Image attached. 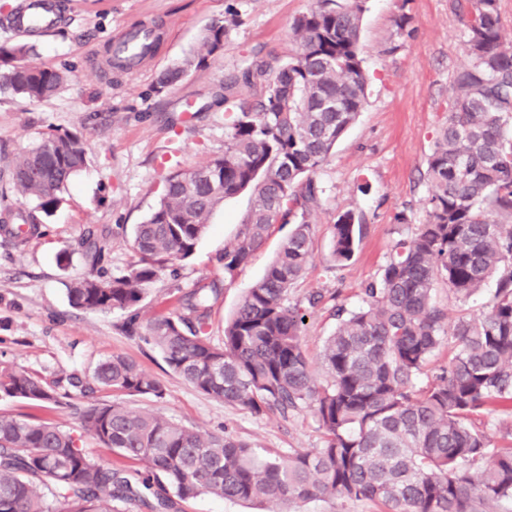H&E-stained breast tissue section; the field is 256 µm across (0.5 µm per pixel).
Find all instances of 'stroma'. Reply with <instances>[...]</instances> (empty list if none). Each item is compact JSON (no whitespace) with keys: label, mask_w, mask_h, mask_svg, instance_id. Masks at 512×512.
I'll list each match as a JSON object with an SVG mask.
<instances>
[{"label":"stroma","mask_w":512,"mask_h":512,"mask_svg":"<svg viewBox=\"0 0 512 512\" xmlns=\"http://www.w3.org/2000/svg\"><path fill=\"white\" fill-rule=\"evenodd\" d=\"M67 16L50 32L30 38L0 25V43L33 46L30 64L67 71L69 79L51 98L24 101L0 95V212L18 207L10 164L30 143L55 131L81 133L86 165L71 181L64 200L42 224L39 235L21 247L0 233V366L25 370L51 382L91 374L96 365L120 354L162 384L156 400L128 396L133 409L180 422L200 433L229 432L256 448L280 453L322 447L324 435L310 409L290 418L254 414L224 405L198 392L169 369L157 349L125 336L121 311L90 313L70 306L66 284L87 274L90 263L80 248L87 233L105 247L104 266L122 274L137 259L133 230L154 208L166 174L189 170L224 150V81L244 58L259 54L275 62L294 52L290 25L312 0H65ZM454 0H366L360 29L367 103L357 121L336 143L315 178L324 189L312 226L313 255L289 290L291 303L306 316L302 346L317 382L325 338L336 327L333 303L355 308L363 284L386 263L394 240L425 223L426 178L438 128L448 114L454 73L468 65L463 50L465 20ZM236 10L240 25L223 50L200 68L157 94L159 75L201 51L203 29ZM413 19V33L396 45L393 19ZM146 24L159 43L155 56L138 69L107 65L110 44L121 30ZM249 193L225 199L209 218L194 255L177 274L162 271L140 307L144 316L178 310L179 300L219 284L211 304L209 334L224 339V324L246 291L265 272L287 236L274 226L266 244L225 280L218 258L233 240L250 208ZM361 216L364 235L352 259L331 256V227L339 214ZM68 262H59L60 254ZM325 300L310 306V295ZM41 407L1 398L0 413L32 422H51L78 432L77 407Z\"/></svg>","instance_id":"obj_1"}]
</instances>
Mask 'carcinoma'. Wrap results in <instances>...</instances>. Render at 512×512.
Here are the masks:
<instances>
[{
    "mask_svg": "<svg viewBox=\"0 0 512 512\" xmlns=\"http://www.w3.org/2000/svg\"><path fill=\"white\" fill-rule=\"evenodd\" d=\"M467 8L463 48L446 122L427 160V222L393 242L389 259L362 289L355 309L333 306L336 328L321 355L327 374L315 384L301 343L304 314L288 302L290 286L312 255V218L323 189L315 179L336 142L366 103L359 33L363 0H313L291 24L297 47L272 64L245 59L224 82V154L164 178L159 200L134 230L137 260L118 276L101 266L104 248L88 236L81 247L92 271L66 284L69 304L90 312H127L121 331L156 347L167 366L202 394L255 414L286 418L312 409L325 443L288 454L254 448L230 435L203 436L162 416L120 403L79 410L82 433L136 460L143 488L161 485L153 512H178L202 494L232 502L286 504L311 499L369 500L383 512H488L512 501V448H494L475 420L512 410V41L503 36L499 0H456ZM412 18L393 19L395 36L412 34ZM239 23L230 9L201 35L204 53L166 70L159 94L224 48ZM26 44H0V94L34 101L53 95L66 72L31 66ZM263 85L260 97L237 95ZM85 166L82 137L57 132L29 145L11 164L21 203L0 230L19 246L39 231L33 212L50 214ZM251 193L235 238L224 245V279L260 249L277 224L293 228L264 275L224 326L207 333L208 302L222 292L195 291L181 311L146 318L138 304L161 271L191 257L209 216L226 198ZM364 227L353 211L332 227V257H353ZM489 309L453 322L439 306V285L459 304L488 283ZM448 368L414 390L423 366L444 345ZM96 387L161 399V383L114 355L92 374L48 384L24 371L0 369V397L58 406ZM80 438L58 426L0 415V512H115L138 498L130 478L86 455Z\"/></svg>",
    "mask_w": 512,
    "mask_h": 512,
    "instance_id": "carcinoma-1",
    "label": "carcinoma"
}]
</instances>
